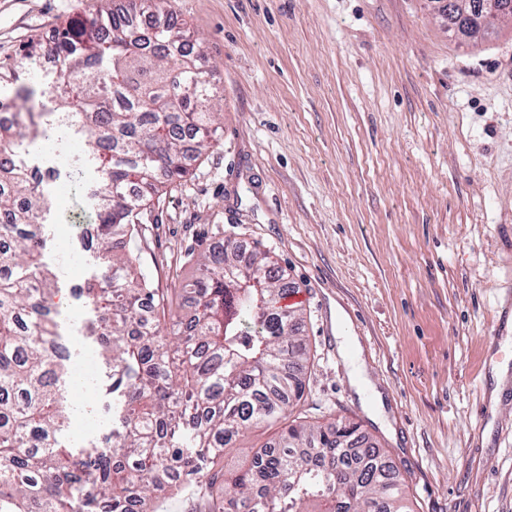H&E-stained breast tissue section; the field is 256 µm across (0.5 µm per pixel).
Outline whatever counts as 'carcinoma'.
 <instances>
[{
    "label": "carcinoma",
    "instance_id": "cac0c4a2",
    "mask_svg": "<svg viewBox=\"0 0 512 512\" xmlns=\"http://www.w3.org/2000/svg\"><path fill=\"white\" fill-rule=\"evenodd\" d=\"M139 7L159 19L148 32L112 12L22 49L24 60L55 56L52 111L81 130L99 172L104 268L87 293L101 310L110 448L60 442L74 376L47 306L50 200L18 160L22 126L0 122V512H158L171 487L200 495L207 512H409L357 423H288L310 349L301 309L281 306L290 287L268 252L253 247L244 266L236 241L207 249L187 284L190 315L174 312L177 289L160 295L137 271V226L189 174L184 132L198 159L223 129L221 91L201 55L183 50L167 0ZM277 423L248 465H222L238 437Z\"/></svg>",
    "mask_w": 512,
    "mask_h": 512
}]
</instances>
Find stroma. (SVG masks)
Here are the masks:
<instances>
[{"mask_svg":"<svg viewBox=\"0 0 512 512\" xmlns=\"http://www.w3.org/2000/svg\"><path fill=\"white\" fill-rule=\"evenodd\" d=\"M223 92L224 134L136 247L152 287L193 256L260 245L303 297L310 422L351 420L392 462L411 512H512V23L461 44L439 0H171ZM132 0H0V87L23 45ZM49 182L43 260L73 365L95 349L83 293L101 247L86 163L53 161L42 100L17 101ZM359 343L384 418L361 405L336 321ZM499 390L498 405L490 393Z\"/></svg>","mask_w":512,"mask_h":512,"instance_id":"35a3bbf8","label":"stroma"}]
</instances>
